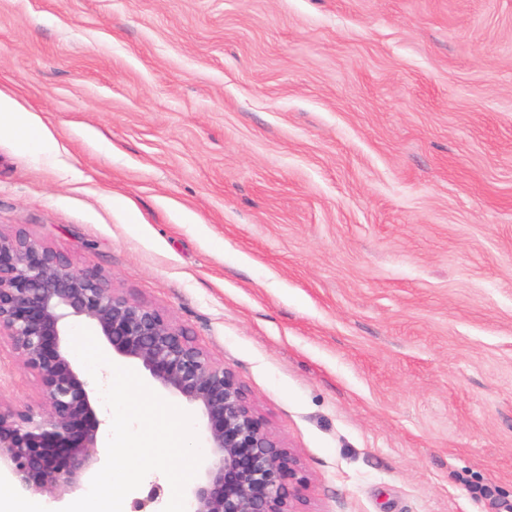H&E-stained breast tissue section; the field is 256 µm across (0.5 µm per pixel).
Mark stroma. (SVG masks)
Wrapping results in <instances>:
<instances>
[{"instance_id":"35a3bbf8","label":"stroma","mask_w":512,"mask_h":512,"mask_svg":"<svg viewBox=\"0 0 512 512\" xmlns=\"http://www.w3.org/2000/svg\"><path fill=\"white\" fill-rule=\"evenodd\" d=\"M0 93L57 143L0 233L232 370L306 512H512V0H0Z\"/></svg>"}]
</instances>
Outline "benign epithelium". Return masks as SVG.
Masks as SVG:
<instances>
[{"label": "benign epithelium", "instance_id": "benign-epithelium-1", "mask_svg": "<svg viewBox=\"0 0 512 512\" xmlns=\"http://www.w3.org/2000/svg\"><path fill=\"white\" fill-rule=\"evenodd\" d=\"M78 323L199 413L209 455L189 493L191 512H301L299 460L234 373L157 309L118 294L98 271L75 267L22 232L0 234V336L12 339L37 375L46 413L0 409V473L20 492L62 501L103 466L98 399L69 351Z\"/></svg>", "mask_w": 512, "mask_h": 512}]
</instances>
